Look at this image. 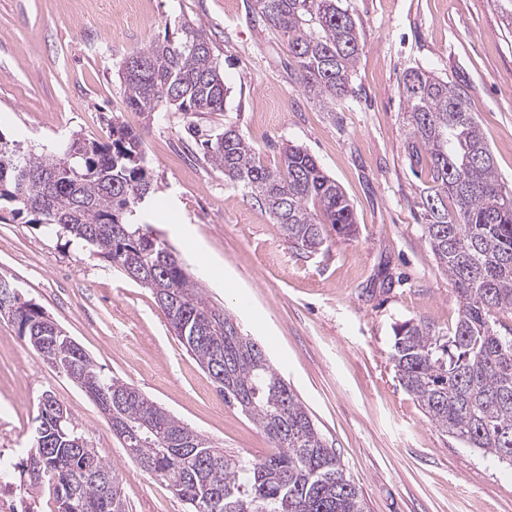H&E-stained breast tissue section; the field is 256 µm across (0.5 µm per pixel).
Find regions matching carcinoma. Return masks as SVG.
Wrapping results in <instances>:
<instances>
[{"mask_svg": "<svg viewBox=\"0 0 512 512\" xmlns=\"http://www.w3.org/2000/svg\"><path fill=\"white\" fill-rule=\"evenodd\" d=\"M254 17L287 37L303 90L325 107L351 92L360 34L346 0H252ZM123 103L150 115L173 109L185 115L224 111V73L202 25L183 19L174 31L120 66ZM411 161L427 180L417 197L432 254L454 286L458 316L441 330L423 321L396 326L391 360L396 377L429 421L465 445L512 465V328L504 334L495 313L512 314V186L498 175L494 157L459 86L422 68L400 84ZM205 161L242 187L297 252L315 254L329 232H356L353 207L336 180L300 146L263 163L231 126L209 133L191 123ZM70 141L50 153L24 150L0 137V203L12 217L62 240L81 241L92 257L124 276L129 268L154 279L179 300H156L179 341L216 384L224 402L252 419L276 448L262 459L226 454L133 385L108 377L67 337L40 343L42 357L71 366L98 396L122 393L112 431L136 437L124 445L147 473L161 479L189 512H365L359 488L336 449L320 433L301 398L281 377L262 346L236 319L215 307L185 264L138 212L155 185L143 162L139 133L109 124L105 141ZM7 319L30 347L50 317L30 300L15 301ZM41 476L23 470L30 494L52 487L57 512H126L105 477L115 467L91 448L70 413L41 402L39 425L27 457Z\"/></svg>", "mask_w": 512, "mask_h": 512, "instance_id": "cac0c4a2", "label": "carcinoma"}]
</instances>
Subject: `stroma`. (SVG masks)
Masks as SVG:
<instances>
[{"label":"stroma","mask_w":512,"mask_h":512,"mask_svg":"<svg viewBox=\"0 0 512 512\" xmlns=\"http://www.w3.org/2000/svg\"><path fill=\"white\" fill-rule=\"evenodd\" d=\"M362 52L351 95L329 109L296 77L287 42L246 0H0V136L52 147L106 140L108 118L140 132L159 191L140 217L179 256L211 303L261 342L359 487L367 512H512V470L437 429L398 382L393 327H452L458 305L423 234L398 84L420 67L460 84L512 183V33L495 0H348ZM201 24L224 71L223 111L188 119L124 109L119 67L173 31ZM234 127L266 164L307 149L354 207L355 237L299 254L242 187L203 161L185 132ZM223 268L219 278L206 261ZM0 276L45 309L102 366L225 451L272 445L225 403L150 290L81 245L0 221ZM51 394L117 469L128 512H187L141 470L94 401L0 320V450L25 460L39 401Z\"/></svg>","instance_id":"obj_1"}]
</instances>
